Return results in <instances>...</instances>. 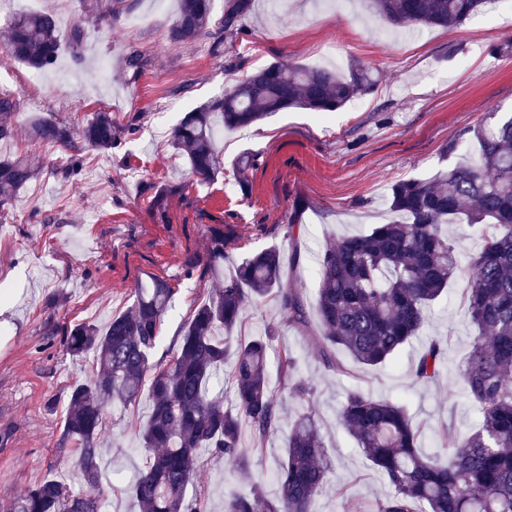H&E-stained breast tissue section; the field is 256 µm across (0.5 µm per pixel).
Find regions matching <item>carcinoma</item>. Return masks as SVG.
<instances>
[{
	"mask_svg": "<svg viewBox=\"0 0 512 512\" xmlns=\"http://www.w3.org/2000/svg\"><path fill=\"white\" fill-rule=\"evenodd\" d=\"M170 41L193 43L217 32L225 38L241 30L251 0H226L224 17L213 23V0H179ZM491 0H373L375 10L397 26L450 27L490 8ZM123 0H99L100 20L112 24ZM63 38L54 15L21 12L0 31V45L14 60L33 70L52 66ZM375 79L354 64L349 74L303 65L273 63L253 72L233 89L200 106L172 129V144L186 156L201 182L220 170L216 127H249L275 112L300 109L334 112L370 92ZM17 101L0 93V141L14 137L11 117ZM34 139L65 154L66 176L83 170V149L110 152L121 145L112 113L100 111L82 127L80 142L71 129L52 119L31 120ZM477 159L450 166L427 181L393 184L386 203L392 217L364 233L327 245L318 258L319 287L315 313L320 333L311 325L307 299L284 273L276 246L246 255L224 275V232L212 231L205 262L219 287L199 304L185 324L179 349L168 364L152 363L174 289L157 277L139 284L132 305L112 316L104 328L75 324L63 333L73 357L93 356L95 369L73 385L61 440L78 446L76 466L92 492L74 495L48 479L0 501V512H101L93 493L101 484L100 435L109 407L136 402L148 390L149 416L139 428L143 447L154 449L129 487L141 512H202L188 497L199 455L207 452L249 469L250 455L280 426V396L268 382V351L287 326L312 339L322 364L338 376L391 362L418 336L428 310L445 293L460 268L448 225L464 220L481 239L470 254V280L464 302L476 326L461 371L465 395L479 412L477 430L462 438L453 430L441 437L444 459L422 447L426 424L395 399L374 397L359 388L346 392L338 422L356 440L391 491L375 512H512V114L469 130ZM258 164L255 155L235 163L237 182H248ZM37 176L22 157L0 160V207L11 203ZM273 297L280 318L264 335H237L248 308ZM447 340L432 339L421 352L414 376L427 384L437 379ZM343 352L351 360L338 358ZM229 366L235 402L224 405V392L212 378ZM278 367L301 411L291 422L286 453L276 478L279 495L256 486L235 497L227 512H315L330 467L320 423L311 409L313 388L297 374L296 358L283 352ZM250 434L253 447L244 444Z\"/></svg>",
	"mask_w": 512,
	"mask_h": 512,
	"instance_id": "1",
	"label": "carcinoma"
}]
</instances>
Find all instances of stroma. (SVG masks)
Segmentation results:
<instances>
[{
  "instance_id": "obj_1",
  "label": "stroma",
  "mask_w": 512,
  "mask_h": 512,
  "mask_svg": "<svg viewBox=\"0 0 512 512\" xmlns=\"http://www.w3.org/2000/svg\"><path fill=\"white\" fill-rule=\"evenodd\" d=\"M111 27L84 11L81 0H10L11 13L48 12L62 34L82 27L80 57L62 51L44 80L31 84V69L0 49V81L19 109L16 135L0 141V156H28L40 171L0 209V498L48 478L85 492L74 442L61 432L70 389L84 381L92 358H73L61 335L81 322L105 325L126 310L138 284L156 276L175 292L153 362L176 355L182 329L217 281L204 257L212 229L229 243L224 270L232 272L249 252L273 245L284 257L301 256L291 274L314 298L316 257L341 236L385 223L391 184L426 179L470 159L468 145L445 154L469 127L492 110L512 111V21L484 12L450 28L394 27L378 17L371 0H253L240 33L214 48L212 39L180 46L169 40L178 0H125ZM502 55H494V48ZM140 53L139 73L124 60ZM301 64L346 73L351 64L369 68L375 88L335 112L291 110L225 133L216 146L221 170L208 183L192 176L185 157L170 145L184 113L234 88L271 63ZM178 100L180 111L163 106ZM111 112L121 145L110 153L90 150L80 176L64 177L58 148L29 139L27 122L43 116L80 130L99 111ZM258 156L249 188L240 191L234 162ZM300 231L288 234V225ZM470 272L461 268L429 316L422 335L390 364L366 370L364 391L405 402L426 421L423 448L439 453L445 427L473 433L478 410L465 395L460 369L476 328L462 299ZM448 341L441 373L432 383L414 377L421 348L432 337ZM289 350L298 374L314 389L312 407L332 461L329 490L316 512H373L389 491L355 439L337 422L351 379L320 362L303 333L282 328L270 350ZM271 387L282 399L280 429L250 459L248 474L202 456L189 488L204 512H224L235 495L260 486L276 497V471L287 426L300 405L276 367ZM149 401L111 406L102 432L105 477L102 512H138L127 490L146 452L138 426Z\"/></svg>"
}]
</instances>
